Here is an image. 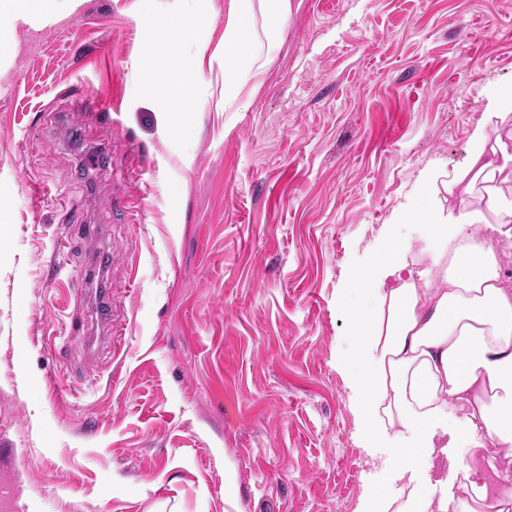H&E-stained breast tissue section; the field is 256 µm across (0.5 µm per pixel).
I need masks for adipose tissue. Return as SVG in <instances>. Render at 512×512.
I'll list each match as a JSON object with an SVG mask.
<instances>
[{
	"instance_id": "1",
	"label": "adipose tissue",
	"mask_w": 512,
	"mask_h": 512,
	"mask_svg": "<svg viewBox=\"0 0 512 512\" xmlns=\"http://www.w3.org/2000/svg\"><path fill=\"white\" fill-rule=\"evenodd\" d=\"M291 11L292 0H224L218 110L237 111L243 94L259 85ZM60 19L46 0H0V46L14 40L18 26ZM208 48L197 43L177 64L152 69L151 79L165 83L181 111L195 106ZM498 181L512 182V145L482 132L451 176L426 170L413 202L386 230L376 266L351 279L349 289L362 294L363 304L343 310L361 331L350 376L357 436L386 443L405 476L416 460H431L450 442L468 495L460 512H475L488 499L492 478L512 480L496 458L476 461L477 449L512 447V289L494 240L476 237L484 226L494 239L512 240V200L496 193ZM480 183L487 186L485 208L462 199L446 210L442 194ZM402 224L418 226V254L402 240ZM458 406L464 416L455 415Z\"/></svg>"
}]
</instances>
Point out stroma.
Masks as SVG:
<instances>
[{
  "label": "stroma",
  "instance_id": "1",
  "mask_svg": "<svg viewBox=\"0 0 512 512\" xmlns=\"http://www.w3.org/2000/svg\"><path fill=\"white\" fill-rule=\"evenodd\" d=\"M173 0H60L0 77V486L10 512H358L350 276L512 89V0H292L260 85L165 114ZM51 199L32 200L41 187ZM122 187L125 207L114 205ZM111 288V343L96 315ZM415 483L465 497L451 462Z\"/></svg>",
  "mask_w": 512,
  "mask_h": 512
}]
</instances>
